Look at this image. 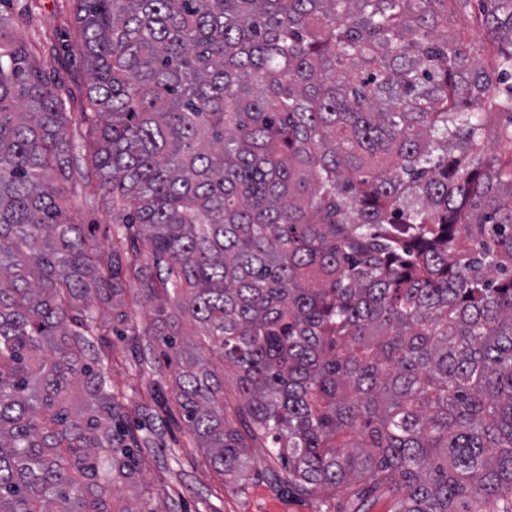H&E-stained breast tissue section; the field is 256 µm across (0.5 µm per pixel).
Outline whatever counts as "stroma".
Segmentation results:
<instances>
[{
    "mask_svg": "<svg viewBox=\"0 0 512 512\" xmlns=\"http://www.w3.org/2000/svg\"><path fill=\"white\" fill-rule=\"evenodd\" d=\"M6 10L18 20L16 36L37 47L44 75L73 86L75 98H82L81 63L65 50L75 32L68 0H8ZM101 195L98 181H82L72 188L70 200L90 236L107 250L112 227L99 221ZM107 371L125 407L128 427L148 443L139 459L149 489V512H353L355 502L346 492L320 500L278 490L266 476L269 463L262 448L249 451L252 470L244 487L226 482L195 448L179 416L162 415L156 404L158 394L168 393L176 376L158 345H143L137 354L121 337H113Z\"/></svg>",
    "mask_w": 512,
    "mask_h": 512,
    "instance_id": "35a3bbf8",
    "label": "stroma"
}]
</instances>
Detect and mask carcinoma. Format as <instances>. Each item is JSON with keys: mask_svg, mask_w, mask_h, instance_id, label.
Segmentation results:
<instances>
[{"mask_svg": "<svg viewBox=\"0 0 512 512\" xmlns=\"http://www.w3.org/2000/svg\"><path fill=\"white\" fill-rule=\"evenodd\" d=\"M70 2L75 113L0 10V512L144 495L92 307L160 293L161 405L237 486L267 448L356 512H512V130L480 112L512 83L448 0ZM484 2L512 80V0ZM91 177L107 254L67 203ZM478 8V2L472 1V6L465 12L448 10V32H453L464 39L477 37L472 21L479 13Z\"/></svg>", "mask_w": 512, "mask_h": 512, "instance_id": "carcinoma-1", "label": "carcinoma"}]
</instances>
